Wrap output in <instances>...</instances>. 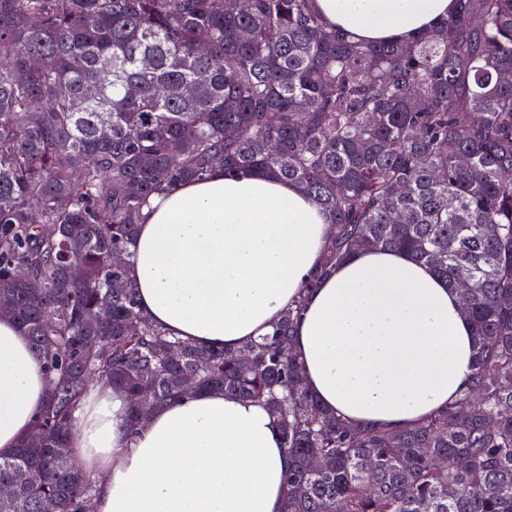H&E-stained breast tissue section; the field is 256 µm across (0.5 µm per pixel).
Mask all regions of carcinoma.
Listing matches in <instances>:
<instances>
[{"label": "carcinoma", "instance_id": "carcinoma-1", "mask_svg": "<svg viewBox=\"0 0 512 512\" xmlns=\"http://www.w3.org/2000/svg\"><path fill=\"white\" fill-rule=\"evenodd\" d=\"M313 2L0 0V301L47 378L0 454L17 489L0 512H85L98 480L72 440L95 384L127 395L132 431L199 389L265 404L291 458L284 512H512V0H456L403 43L329 29ZM217 166L266 169L328 214L307 290L367 250L446 279L475 329L463 395L410 428L325 409L293 349L302 296L232 351L144 317L112 252L130 258L151 196Z\"/></svg>", "mask_w": 512, "mask_h": 512}]
</instances>
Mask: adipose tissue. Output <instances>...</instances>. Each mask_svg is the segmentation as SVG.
<instances>
[{
	"instance_id": "1",
	"label": "adipose tissue",
	"mask_w": 512,
	"mask_h": 512,
	"mask_svg": "<svg viewBox=\"0 0 512 512\" xmlns=\"http://www.w3.org/2000/svg\"><path fill=\"white\" fill-rule=\"evenodd\" d=\"M330 26L408 40L454 0H314ZM326 213L262 170L215 168L152 197L127 279L140 311L170 333L234 350L273 325L321 264ZM310 391L348 421L406 428L455 402L469 382L474 330L458 294L402 252L357 253L322 279L295 327ZM47 390L45 360L0 318V453L29 434ZM128 400L93 387L73 446L98 480L93 512H282L290 460L265 405L202 390L159 410L137 434Z\"/></svg>"
}]
</instances>
